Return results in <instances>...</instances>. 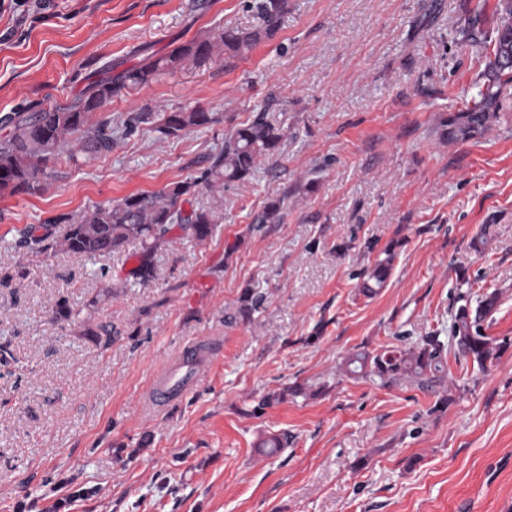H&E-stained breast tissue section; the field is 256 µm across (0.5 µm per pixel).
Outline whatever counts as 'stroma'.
Here are the masks:
<instances>
[{"instance_id":"35a3bbf8","label":"stroma","mask_w":512,"mask_h":512,"mask_svg":"<svg viewBox=\"0 0 512 512\" xmlns=\"http://www.w3.org/2000/svg\"><path fill=\"white\" fill-rule=\"evenodd\" d=\"M250 0H31L0 5V116L64 103L210 29L252 28ZM497 0H288L276 34L235 59L186 61L126 83L99 111L109 154L59 163L36 194L0 196V512H512V84L477 138L440 121L477 91L486 59L457 32ZM200 106L218 123L178 136L144 110ZM278 151L245 185L198 190L219 224L175 233L155 277L139 244L92 259L19 247L32 225L208 165L256 113ZM282 201L279 222L255 218ZM389 260L375 293L364 270ZM265 298L249 316L245 291ZM495 306L507 341L478 367L448 355L447 404L340 366L358 352L448 340L458 294ZM63 302L70 317L56 315ZM108 337H101V330ZM220 354L158 415L142 395L195 337ZM288 440L270 451L271 437Z\"/></svg>"}]
</instances>
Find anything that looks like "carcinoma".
I'll use <instances>...</instances> for the list:
<instances>
[{"mask_svg":"<svg viewBox=\"0 0 512 512\" xmlns=\"http://www.w3.org/2000/svg\"><path fill=\"white\" fill-rule=\"evenodd\" d=\"M287 0H252L249 8L256 11L261 25L249 29H208L194 39L171 50L167 56L144 57L134 69L114 77L90 83L83 92L63 104H53L34 112H12L0 118V194H34L44 184L58 177L49 167L61 159L71 161L81 154L87 159L112 151L113 131L109 119L92 120L112 94L128 81L146 84L186 60L202 61L215 54L236 58L259 43L271 38L279 25ZM496 27L489 44H481L487 58L485 81L466 108L440 122L441 136L450 141H467L485 132L497 118L503 86L512 83V64L501 61L504 48L512 49V3L498 0L495 8ZM214 113L200 107L164 112H140L130 118L126 129L139 123H154L156 131L170 137L217 122ZM283 133L258 112L246 124L224 134V145L209 158V165L199 175L170 184L157 193H137L113 205H94L71 216L60 215L56 224L66 225L62 239L52 238L47 225L27 230L24 243L33 250L57 248L76 257L110 255L130 240L141 244L139 263L134 275L143 284L154 277L153 254L171 241L177 229L204 241L218 224L213 211L183 208L186 197L200 188L243 184L254 173L261 157L274 154ZM389 266L378 263L368 275L363 288L371 293L387 279ZM495 304L489 297L479 302L473 315L466 313L468 304L458 306L452 322V340L459 356L470 359L481 368L495 358L508 343H497L483 333L480 321ZM447 347L437 336H427L422 343L408 349H390L372 355L357 353L345 362L349 373L370 374L390 385L406 381L423 390L445 385Z\"/></svg>","mask_w":512,"mask_h":512,"instance_id":"carcinoma-1","label":"carcinoma"}]
</instances>
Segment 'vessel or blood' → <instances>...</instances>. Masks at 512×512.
<instances>
[{
    "instance_id": "b4317fda",
    "label": "vessel or blood",
    "mask_w": 512,
    "mask_h": 512,
    "mask_svg": "<svg viewBox=\"0 0 512 512\" xmlns=\"http://www.w3.org/2000/svg\"><path fill=\"white\" fill-rule=\"evenodd\" d=\"M216 353L215 347L200 340L182 347L176 359L154 379L147 394L148 406H162L175 394L190 390L197 379V370L211 363Z\"/></svg>"
}]
</instances>
